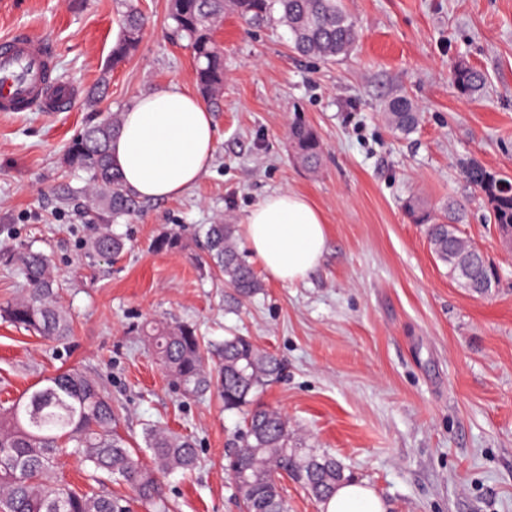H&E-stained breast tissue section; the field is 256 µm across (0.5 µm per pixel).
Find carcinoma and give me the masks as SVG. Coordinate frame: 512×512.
Listing matches in <instances>:
<instances>
[{
    "label": "carcinoma",
    "mask_w": 512,
    "mask_h": 512,
    "mask_svg": "<svg viewBox=\"0 0 512 512\" xmlns=\"http://www.w3.org/2000/svg\"><path fill=\"white\" fill-rule=\"evenodd\" d=\"M120 33L112 46V65L117 66L138 48L145 26L133 0H122ZM169 19L188 41L195 61V84L207 101L217 100L224 88V52L214 38L217 24L232 12L250 23L274 17L291 35L293 49L303 55L334 62L347 57L358 41L357 26L340 0H169ZM457 92L472 98L481 93V71L458 66L451 75ZM387 119L397 132L411 133L418 112L406 97L389 104ZM121 114L115 112L87 127L75 138L64 164L87 174L86 193L93 205L91 223L107 226L134 211L136 196L125 186L111 160L109 145L118 134ZM289 139L297 158L309 168L317 166L321 145L316 132L300 120L289 127ZM488 200L491 219L500 236L512 234V182L471 170ZM413 223L425 227L433 257L448 272L472 285L479 295L496 287L482 250L468 246L459 263L463 237L452 224V211L440 216L419 197L404 204ZM205 263L218 269L224 285L248 299L262 288L252 266L241 256L235 241V225L219 221L205 231ZM125 243L108 231L90 236L86 257L92 260L120 255ZM11 264L21 270L25 294L0 304V318L48 339L71 336V320L60 304L62 284L50 272L47 255L19 250ZM141 332L152 346L165 373L187 395H202L217 384L224 410L244 412L241 445L235 449L239 465L230 474L239 487L248 512H286L278 476L287 475L318 503L327 502L336 486L351 480L335 456L315 448L291 447L288 418L258 401L264 388L277 379L283 362L257 346L249 336L229 332L224 340L207 342L188 323L147 322ZM219 358L217 375L207 368L208 356ZM117 413L112 398L101 384L77 368L42 380L8 406L0 407V512H132V503L147 505L151 512H171L162 479L175 471L197 466L195 440L159 427L145 430L149 458L131 448L116 429ZM74 455L87 469L88 484L73 487L59 472V460ZM122 482L134 492L131 499L105 488L104 480Z\"/></svg>",
    "instance_id": "1"
}]
</instances>
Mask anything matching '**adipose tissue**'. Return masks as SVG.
<instances>
[{
	"mask_svg": "<svg viewBox=\"0 0 512 512\" xmlns=\"http://www.w3.org/2000/svg\"><path fill=\"white\" fill-rule=\"evenodd\" d=\"M215 151L212 113L194 93L170 83L138 96L122 115L110 146L127 187L145 200L183 195L211 165ZM250 253L267 277L279 283L304 280L326 245L322 213L304 194L280 190L264 196L240 226ZM326 512H387L366 484L337 487Z\"/></svg>",
	"mask_w": 512,
	"mask_h": 512,
	"instance_id": "1",
	"label": "adipose tissue"
}]
</instances>
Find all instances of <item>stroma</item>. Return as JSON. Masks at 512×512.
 Here are the masks:
<instances>
[{
  "instance_id": "1",
  "label": "stroma",
  "mask_w": 512,
  "mask_h": 512,
  "mask_svg": "<svg viewBox=\"0 0 512 512\" xmlns=\"http://www.w3.org/2000/svg\"><path fill=\"white\" fill-rule=\"evenodd\" d=\"M148 17L138 52L111 66L120 0H0V37L25 28L53 40L56 71L76 105L67 112L0 113V255L29 247L50 256L65 284L69 343L0 320V402L78 368L98 379L138 445L146 427L194 437L199 463L165 479L177 512H240L225 472L243 416L216 392L176 390L137 326L151 318L195 324L212 341L234 330L279 355L283 375L260 396L374 489L387 512H512V254L466 173L473 163L512 177V0H342L358 25L346 58L292 51L285 26L224 17V90L212 113L215 154L180 197L143 202L111 224L126 251L89 262L85 175L61 165L71 141L135 97L195 65L176 38L168 0H137ZM482 70L474 99L449 77ZM107 77V93L90 89ZM420 114L404 135L384 114L397 97ZM320 136L317 171L294 157L288 128ZM308 196L327 224L324 255L306 279L238 300L194 259L203 228L241 224L267 194ZM451 204L458 228L497 269L487 296L461 288L429 248L404 203ZM176 232L185 247L159 252Z\"/></svg>"
}]
</instances>
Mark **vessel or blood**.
I'll list each match as a JSON object with an SVG mask.
<instances>
[{
    "instance_id": "vessel-or-blood-1",
    "label": "vessel or blood",
    "mask_w": 512,
    "mask_h": 512,
    "mask_svg": "<svg viewBox=\"0 0 512 512\" xmlns=\"http://www.w3.org/2000/svg\"><path fill=\"white\" fill-rule=\"evenodd\" d=\"M54 45L24 29L0 38V112H60L74 104L70 89L50 83Z\"/></svg>"
}]
</instances>
